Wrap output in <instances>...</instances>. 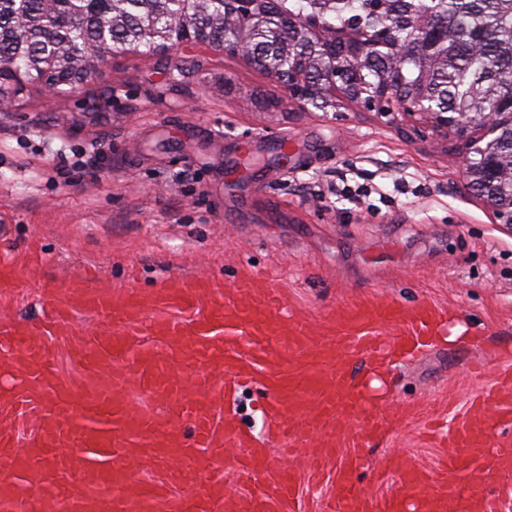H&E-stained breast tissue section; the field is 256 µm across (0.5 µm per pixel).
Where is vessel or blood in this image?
Here are the masks:
<instances>
[{
	"label": "vessel or blood",
	"mask_w": 512,
	"mask_h": 512,
	"mask_svg": "<svg viewBox=\"0 0 512 512\" xmlns=\"http://www.w3.org/2000/svg\"><path fill=\"white\" fill-rule=\"evenodd\" d=\"M76 304L111 320L115 332L71 339L80 371L59 378L52 337L69 334L67 310L35 329L0 328V370L12 386L0 398V454L11 482L0 481V512H297L296 470L288 457L309 447L311 467H334V491L322 512H512V382L478 389L462 416L438 436L446 451L436 471L399 459L382 468L393 489L369 495L353 481L368 446L387 421L350 371L352 354L371 366L394 352L426 348L438 315L390 301L337 313L316 326L290 312L279 291L252 274L223 294L205 274L170 283L152 301L131 292H75ZM189 314L176 321L164 310ZM405 329L385 341L380 325ZM258 381L265 439L244 430L218 402ZM33 436L21 442L24 423ZM355 454L336 455L343 441ZM242 448L236 468L244 489L228 494L210 458ZM53 458L52 469L39 462Z\"/></svg>",
	"instance_id": "obj_1"
}]
</instances>
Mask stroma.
Here are the masks:
<instances>
[{
    "mask_svg": "<svg viewBox=\"0 0 512 512\" xmlns=\"http://www.w3.org/2000/svg\"><path fill=\"white\" fill-rule=\"evenodd\" d=\"M102 97V112L88 100ZM0 112V320L42 324L73 283L150 295L252 264L289 311L389 300L441 313L436 347L373 385L394 427L366 453L435 470L429 418L462 411L489 365L512 369V231L467 184L464 150L373 112L300 111L214 50L108 57L51 95L23 83Z\"/></svg>",
    "mask_w": 512,
    "mask_h": 512,
    "instance_id": "stroma-1",
    "label": "stroma"
}]
</instances>
